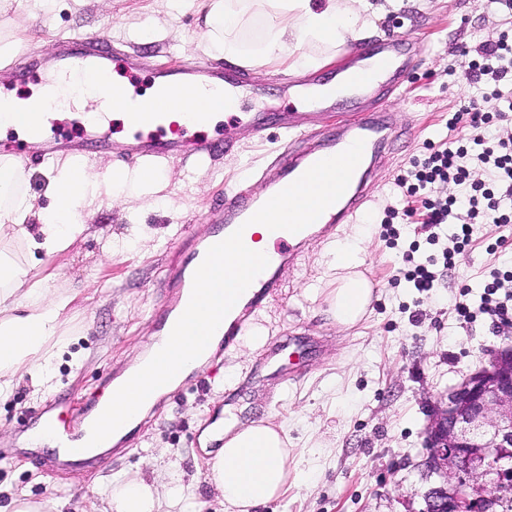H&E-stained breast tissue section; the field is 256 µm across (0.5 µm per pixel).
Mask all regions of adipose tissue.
Wrapping results in <instances>:
<instances>
[{
	"label": "adipose tissue",
	"instance_id": "obj_1",
	"mask_svg": "<svg viewBox=\"0 0 512 512\" xmlns=\"http://www.w3.org/2000/svg\"><path fill=\"white\" fill-rule=\"evenodd\" d=\"M204 21L203 29L186 41L189 56L223 55L226 62L253 71L273 60H284L297 74L314 71L323 60L322 46L340 47L363 40L375 28L372 0H190ZM262 24L255 45H245L240 33L249 19ZM92 74L50 77L39 92L46 111L60 103L78 113L95 112L99 97ZM24 169L0 156V241L20 238L30 254L50 256L67 249L83 234V213L102 203L125 206L139 189L156 194L164 186L152 168L133 172L112 167L93 168L62 159L46 176L44 194L49 208L20 192ZM364 242L339 239L326 245L322 263L336 274L328 295L329 313L345 328L368 314L375 288L362 271ZM71 294L53 291L28 279L26 265L0 250V396L7 395L15 377H29L49 387L52 366L69 338L61 314ZM298 464L288 448L283 425L262 418L241 428L224 430V446L206 463V479L224 500L227 512H255L288 488ZM194 498L190 484L172 472L165 484L139 477H114L102 492L99 512H190Z\"/></svg>",
	"mask_w": 512,
	"mask_h": 512
}]
</instances>
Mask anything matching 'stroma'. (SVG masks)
<instances>
[{"label":"stroma","mask_w":512,"mask_h":512,"mask_svg":"<svg viewBox=\"0 0 512 512\" xmlns=\"http://www.w3.org/2000/svg\"><path fill=\"white\" fill-rule=\"evenodd\" d=\"M111 14L125 17V25L112 26ZM51 18L50 25L22 35L21 52L44 56L68 37L110 40L117 50L113 77L128 79L140 93L153 83L152 66L188 62L183 39L203 24L191 7L173 10L165 0H112L108 10L101 0H54ZM504 31L512 34V15L487 7L484 0H403L383 14L376 37L408 32L418 39L403 84L385 102L410 136L378 168L357 222L338 226L335 233L339 239L359 229L367 235L365 267L376 288L368 316L356 327L341 328L324 294L312 297V289L325 293L331 284L320 263L324 241L310 243L300 267L285 274L280 292L258 315L270 330L266 345L245 361L234 352L216 357V378L159 400L131 446L109 455L103 465L47 472L36 467L34 453L11 445L49 395L80 407L102 378L127 368L151 336L146 314L160 298L180 233H201L210 204L223 199L226 187L244 173H259L273 163L283 143L274 133L258 140L243 131L239 152L216 157L208 168L168 164L161 176L169 183L171 204L135 200L124 210L101 205L86 217L87 231L53 256L32 257L21 242H11L9 251L23 259L31 281L69 291L74 300L61 315L70 343L55 362L53 390L23 378L0 399V507L24 490L36 500H56L62 512H93L97 482L121 474L161 483L168 461L175 460L193 486L197 512H225L204 475L216 445L202 443L201 432L230 412L243 423L272 417L286 427L299 465L319 460L318 470L302 484H289L279 499L256 512H405L407 495L428 484L420 467L428 403L479 367L487 349L512 342V327L494 325L484 314L464 323L454 311L462 295L479 305L491 269L512 267V224L474 225L464 254L444 271L438 288L421 295L401 274L403 256L415 243L417 258H425L433 245L404 224L398 240H390L381 222L386 205L395 201L394 177L424 154L427 142L446 137L450 114L471 92L458 66L457 46L475 47ZM128 54L142 56L147 64L133 79L124 68ZM291 78L287 63L279 60L252 73L253 83L266 88L267 111L298 110V103L280 91ZM121 239L131 240V248L106 258L113 241ZM233 365L238 376L225 383L222 373ZM299 368L304 376L288 379V372Z\"/></svg>","instance_id":"1"}]
</instances>
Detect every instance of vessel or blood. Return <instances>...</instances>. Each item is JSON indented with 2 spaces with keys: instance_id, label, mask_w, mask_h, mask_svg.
Listing matches in <instances>:
<instances>
[{
  "instance_id": "vessel-or-blood-1",
  "label": "vessel or blood",
  "mask_w": 512,
  "mask_h": 512,
  "mask_svg": "<svg viewBox=\"0 0 512 512\" xmlns=\"http://www.w3.org/2000/svg\"><path fill=\"white\" fill-rule=\"evenodd\" d=\"M411 34L400 33L375 42L359 58L352 73L337 78L335 83L316 90L303 83H287L283 91L288 97L301 98L306 109L302 112H266L259 103L263 88L254 85L248 74L226 75L222 69L203 61L191 62L179 68L158 66L154 72L157 85L166 96H173L193 86H203L218 92L228 100H238L248 94L252 105L237 112L228 120L217 119L207 112L192 114L187 125L178 134H170L163 123V115L140 104L134 114L135 123L128 141L136 163H162L180 160L206 165L221 154L238 149L236 133L247 127L257 138H264L270 128H277L287 143L277 160L261 174L262 192H254L245 182L228 187L219 210L209 216L210 227L202 235L183 239L174 252L164 278L161 300L150 313L157 326H165L179 305L188 303L192 293L193 276L203 262L208 249L223 241L256 213L267 199L291 185L318 161L337 155L355 140H363L364 158H376L379 150L398 134L388 112L375 108L380 96L397 91L408 65L407 48ZM112 46L81 37L63 40L57 54L43 62L27 57L15 62L14 79L17 82L39 80L40 69L80 75L91 71L98 77L97 91L104 104L122 105L126 98L111 80ZM352 98L354 115L344 116L336 130L322 134L318 128L323 109L336 106L344 98ZM212 126L216 137L204 134V127ZM112 147L111 133L104 125L103 113L88 115L80 123L78 132H69L56 119L36 132L35 140L16 139L10 146V155L19 166H27L32 156L51 162L63 155H82L95 148L101 151ZM374 176L373 168L356 167L345 193L320 217L299 232L275 230L265 250L269 264L243 294L244 305L234 318L224 323L221 331L225 348L237 345L247 335L254 317L272 299L282 285L285 271L298 267L304 257V247L333 234L337 225L352 223L367 202V187ZM59 401H50L36 409V417L45 428L63 442L64 453L84 445V434L91 418L100 416L99 396H90L83 408L63 415Z\"/></svg>"
}]
</instances>
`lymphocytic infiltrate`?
<instances>
[{
	"instance_id": "obj_1",
	"label": "lymphocytic infiltrate",
	"mask_w": 512,
	"mask_h": 512,
	"mask_svg": "<svg viewBox=\"0 0 512 512\" xmlns=\"http://www.w3.org/2000/svg\"><path fill=\"white\" fill-rule=\"evenodd\" d=\"M459 65L478 95L461 101L448 120L449 135L426 145L423 156L410 160L394 179L397 205L387 206L384 222L389 238H396V223H419L429 244L450 236L453 249L425 259L406 254L403 276L418 293L434 290L437 266H451L455 254L468 243L476 224H512V132L487 136L492 122L512 123V37L502 35L478 48L460 46ZM486 99L498 101L496 113L482 109ZM455 193H448V186ZM456 225L446 234L447 225ZM478 310L459 301L454 310L463 322L486 314L512 324V270L492 269Z\"/></svg>"
}]
</instances>
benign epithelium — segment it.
<instances>
[{
	"mask_svg": "<svg viewBox=\"0 0 512 512\" xmlns=\"http://www.w3.org/2000/svg\"><path fill=\"white\" fill-rule=\"evenodd\" d=\"M430 413L421 466L432 483L409 512H494L512 494V345L490 350Z\"/></svg>",
	"mask_w": 512,
	"mask_h": 512,
	"instance_id": "benign-epithelium-1",
	"label": "benign epithelium"
}]
</instances>
